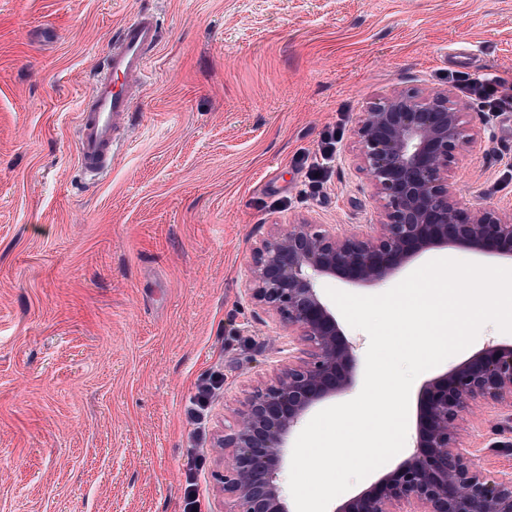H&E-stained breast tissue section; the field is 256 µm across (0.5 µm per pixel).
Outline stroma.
<instances>
[{
    "label": "stroma",
    "mask_w": 512,
    "mask_h": 512,
    "mask_svg": "<svg viewBox=\"0 0 512 512\" xmlns=\"http://www.w3.org/2000/svg\"><path fill=\"white\" fill-rule=\"evenodd\" d=\"M143 11L160 43L90 181L80 102ZM458 51L512 84V0H0V512H183L190 474L224 512L228 408L297 352L245 292L253 246L302 217L372 223L357 117L453 87ZM465 122L449 182L512 209V112ZM210 382L200 433L186 411ZM467 442L488 477L512 472L497 413Z\"/></svg>",
    "instance_id": "obj_1"
}]
</instances>
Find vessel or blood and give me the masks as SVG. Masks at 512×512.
<instances>
[{"label": "vessel or blood", "instance_id": "vessel-or-blood-1", "mask_svg": "<svg viewBox=\"0 0 512 512\" xmlns=\"http://www.w3.org/2000/svg\"><path fill=\"white\" fill-rule=\"evenodd\" d=\"M160 34L152 15L141 13L125 23L108 49L103 66L83 100L77 121V157L81 168L96 177L112 169L117 127L131 110V77L148 69L149 54Z\"/></svg>", "mask_w": 512, "mask_h": 512}]
</instances>
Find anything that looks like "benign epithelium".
<instances>
[{
    "label": "benign epithelium",
    "mask_w": 512,
    "mask_h": 512,
    "mask_svg": "<svg viewBox=\"0 0 512 512\" xmlns=\"http://www.w3.org/2000/svg\"><path fill=\"white\" fill-rule=\"evenodd\" d=\"M466 109L449 88L394 90L369 103L354 129V159L369 179L374 222L336 232L302 218L273 225L253 247L245 290L302 349L245 394L217 437L224 512H290L277 483L286 440L353 381L354 345L319 279L377 285L435 247L512 259V210L470 207L448 182L455 154L474 143ZM486 404L511 411L512 421L511 344H489L428 383L413 452L336 512H512V473L488 478L462 443L463 415Z\"/></svg>",
    "instance_id": "7a95c632"
}]
</instances>
